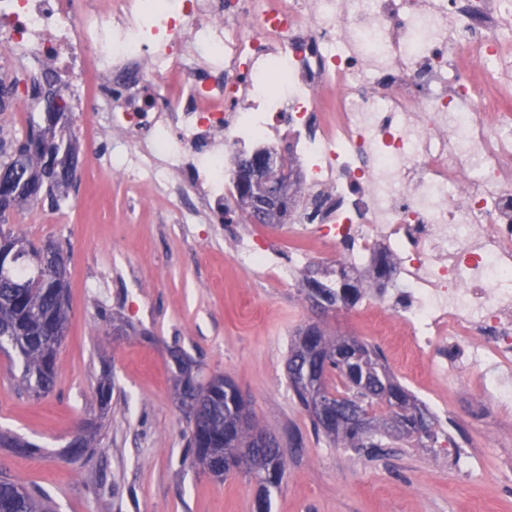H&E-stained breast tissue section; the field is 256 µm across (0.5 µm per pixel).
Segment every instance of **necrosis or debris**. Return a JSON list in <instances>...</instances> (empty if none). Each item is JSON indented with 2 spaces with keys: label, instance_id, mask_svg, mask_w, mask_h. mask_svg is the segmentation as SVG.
Returning a JSON list of instances; mask_svg holds the SVG:
<instances>
[{
  "label": "necrosis or debris",
  "instance_id": "4bbe7bcc",
  "mask_svg": "<svg viewBox=\"0 0 512 512\" xmlns=\"http://www.w3.org/2000/svg\"><path fill=\"white\" fill-rule=\"evenodd\" d=\"M512 0H0V61L40 111L115 90L112 171L175 196L190 233L233 207L229 159L286 142L307 194L287 236L232 258L288 283L326 255L391 256L361 309L435 378L477 366L512 405Z\"/></svg>",
  "mask_w": 512,
  "mask_h": 512
}]
</instances>
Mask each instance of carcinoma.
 I'll use <instances>...</instances> for the list:
<instances>
[{
    "label": "carcinoma",
    "instance_id": "1",
    "mask_svg": "<svg viewBox=\"0 0 512 512\" xmlns=\"http://www.w3.org/2000/svg\"><path fill=\"white\" fill-rule=\"evenodd\" d=\"M45 124L30 123L29 133L37 134L41 145L51 148L56 140L51 116L45 115ZM19 140L0 136V178L12 176L11 165ZM62 167L50 168L39 174L30 185L10 191L11 201L0 209V221L6 213L37 202L46 195L50 205L59 206L55 197L57 182L63 177ZM21 244L22 250L13 261L0 266V351L18 362L19 382L37 395L50 393L60 372L59 349L64 336L55 335L56 326L69 320L67 280L50 285L40 265L44 247L33 245L27 238L11 231L0 230V252ZM336 280L325 283L313 276L305 278L306 293L318 291L331 298L340 307H352L361 297L357 284L350 282L346 270L334 271ZM316 344L330 357L337 354L344 341L360 346L363 358L341 363L322 361L313 364L318 390L326 395L336 410L344 411L349 404H357L381 427L362 431L340 417L332 427L327 426L319 414L311 409L313 392L303 383L288 379L298 404L311 419L318 435L342 448L358 454L372 456L382 447L383 439L392 438L388 432V418L395 409L405 413L400 421L407 431L415 434L419 447L434 441V417L418 399L397 379L390 369L382 350L354 336H335L321 326L316 327ZM194 406L205 422H188L187 447L190 461L203 465L206 456L224 455V431L232 432V439L240 447L251 445L253 434L262 429L249 414L247 406L238 400L236 386L222 382L210 388L199 387L192 394ZM248 426L237 427L240 420ZM0 447L13 448L26 455H35L38 448L17 437L0 433ZM286 471V460L273 462L263 455L255 458L253 466L244 474L259 481L260 494L253 502V512H271L272 496L281 491ZM0 512H50L47 502L36 496L24 483L0 472Z\"/></svg>",
    "mask_w": 512,
    "mask_h": 512
}]
</instances>
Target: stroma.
Here are the masks:
<instances>
[{"label": "stroma", "instance_id": "35a3bbf8", "mask_svg": "<svg viewBox=\"0 0 512 512\" xmlns=\"http://www.w3.org/2000/svg\"><path fill=\"white\" fill-rule=\"evenodd\" d=\"M90 95L93 118L71 120L78 168L67 200L12 211L0 226L63 245L70 307L52 393L25 391L0 353V432L41 448L36 456L0 448V470L49 497L55 512H253V480L213 479L186 457L187 415L168 356L177 346L203 375L230 377L280 440L287 468L271 512H512V437L488 440L487 421L470 416L475 371L460 372L461 396L440 425L459 442V463L410 440L386 439L367 457L316 437L286 368L293 337L317 318L301 281L282 286L234 265V226L223 214L186 237L171 207L109 176L112 136L96 128L110 99ZM324 324L379 346L410 392L430 385L426 374L404 376L403 341L374 335L355 309ZM104 374L113 385L105 412L96 394ZM78 429L95 430L96 440L75 455Z\"/></svg>", "mask_w": 512, "mask_h": 512}]
</instances>
